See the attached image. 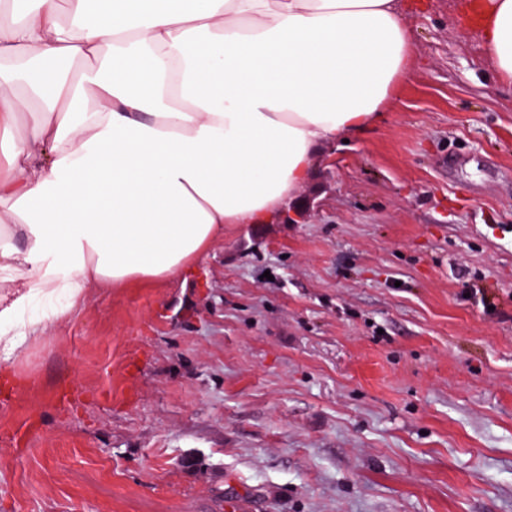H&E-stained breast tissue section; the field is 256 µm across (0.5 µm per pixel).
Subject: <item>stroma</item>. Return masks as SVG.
<instances>
[{"mask_svg":"<svg viewBox=\"0 0 512 512\" xmlns=\"http://www.w3.org/2000/svg\"><path fill=\"white\" fill-rule=\"evenodd\" d=\"M465 2L408 9L409 74L304 219L19 348L0 512H512V86Z\"/></svg>","mask_w":512,"mask_h":512,"instance_id":"1","label":"stroma"}]
</instances>
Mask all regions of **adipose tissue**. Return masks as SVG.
<instances>
[{"label":"adipose tissue","instance_id":"adipose-tissue-1","mask_svg":"<svg viewBox=\"0 0 512 512\" xmlns=\"http://www.w3.org/2000/svg\"><path fill=\"white\" fill-rule=\"evenodd\" d=\"M480 19L512 83V0H485ZM411 54L400 0L1 4L0 288L15 297L0 359L88 288L172 281L225 225L267 223L323 146L380 118ZM25 112L26 135L2 141ZM35 298L60 304L22 318Z\"/></svg>","mask_w":512,"mask_h":512}]
</instances>
